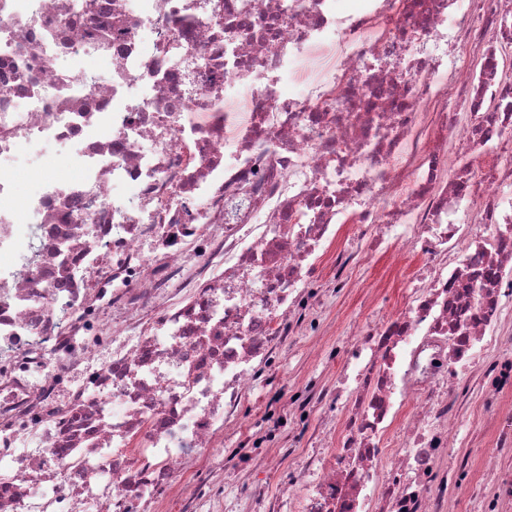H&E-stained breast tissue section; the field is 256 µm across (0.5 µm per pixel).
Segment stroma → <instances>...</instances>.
<instances>
[{"mask_svg": "<svg viewBox=\"0 0 512 512\" xmlns=\"http://www.w3.org/2000/svg\"><path fill=\"white\" fill-rule=\"evenodd\" d=\"M373 232L365 224L341 241L342 249L355 254L349 263L337 264L332 252L316 261L312 283L323 292L321 305L296 326L274 362L261 371L254 391L239 406L237 422L224 431L222 455L202 457L197 464L199 474L218 475L206 487L213 500L255 486L279 497L287 480L301 472L304 457L317 448L332 377L356 344L360 329L393 310L410 274L409 268L389 259L366 255L362 238ZM484 398L482 386L474 385L460 435L445 460L448 468L462 465L467 470L451 498L450 512H481L487 465L512 470V457L501 452L486 429ZM259 435L268 437L275 454L264 468L252 471L237 451L249 447Z\"/></svg>", "mask_w": 512, "mask_h": 512, "instance_id": "1", "label": "stroma"}]
</instances>
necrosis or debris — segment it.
Wrapping results in <instances>:
<instances>
[{"label":"necrosis or debris","mask_w":512,"mask_h":512,"mask_svg":"<svg viewBox=\"0 0 512 512\" xmlns=\"http://www.w3.org/2000/svg\"><path fill=\"white\" fill-rule=\"evenodd\" d=\"M87 2L0 0V158L39 156L34 191L0 178V512H215L198 460L356 224L420 263L336 377L297 512H447L475 374L512 389L482 357L512 297V0Z\"/></svg>","instance_id":"1"}]
</instances>
